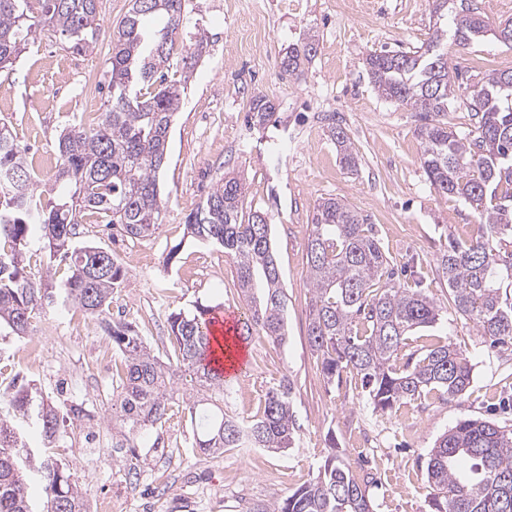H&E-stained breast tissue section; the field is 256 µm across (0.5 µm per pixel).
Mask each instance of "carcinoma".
<instances>
[{
    "label": "carcinoma",
    "mask_w": 512,
    "mask_h": 512,
    "mask_svg": "<svg viewBox=\"0 0 512 512\" xmlns=\"http://www.w3.org/2000/svg\"><path fill=\"white\" fill-rule=\"evenodd\" d=\"M98 0H0V72L13 63L33 35L61 37L69 49H94L101 24ZM128 13L110 33V99L96 122H75L57 139L59 165L54 197L44 198L28 147L0 127V324L25 336L33 320L65 298L94 315L109 310L125 270L109 252L75 244L84 215L100 219L123 235H152L162 224L165 202L159 174L167 162L169 129L181 102V87L195 56H181L172 34L183 24L185 0H131ZM437 15L427 42L412 50L374 52L364 67L377 93L420 113L421 162L441 197L470 204L478 229L466 239H448L440 268L448 278L454 311L471 321L493 346L512 343V70H493L469 86L466 105L475 129L457 134L435 120L456 99L445 41L462 49L482 38L489 24L476 14H456L448 26V0H433ZM316 35L291 47L280 62L292 80L316 53ZM183 62L180 78L169 77L173 60ZM275 105L256 97L250 122L263 125ZM332 137L348 168L356 166L350 138L342 128ZM245 189L235 176L220 183L188 217V236L224 249L236 266L248 306L242 329L260 330L272 343L288 340L287 293L272 247V219L245 211ZM40 226L47 266L59 262L68 276L60 289L51 275L38 279L26 269L30 226ZM307 280L312 291L307 336L320 372L333 383L346 369L360 376L373 410L387 414L404 400L438 392L454 400L473 380L468 357L450 342L428 346L400 365L409 336L434 326L441 308L420 289L393 282L373 225L338 198L314 207L306 243ZM212 307L174 312L169 318L175 359L161 361L135 326L108 322L112 348L124 358L120 391L112 398V420L125 429L112 447L139 460L133 436L163 425L175 405L192 425V447L213 459L226 448H267L285 452L299 437L293 411V383L283 378L268 390L263 410L249 421L224 411V375L211 365L204 329ZM10 402L27 412L37 406L43 450L25 448L14 426L0 418V512H33L28 473L38 476L41 512H87V500L67 464L52 454L58 438L57 408L36 401L26 383L13 385ZM431 512H512V427L465 419L444 432L426 462ZM248 512H373L366 489L336 455L286 497L255 504Z\"/></svg>",
    "instance_id": "carcinoma-1"
}]
</instances>
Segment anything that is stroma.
I'll use <instances>...</instances> for the list:
<instances>
[{"label": "stroma", "mask_w": 512, "mask_h": 512, "mask_svg": "<svg viewBox=\"0 0 512 512\" xmlns=\"http://www.w3.org/2000/svg\"><path fill=\"white\" fill-rule=\"evenodd\" d=\"M431 0H186L176 39L201 57L182 95L160 174L169 193L162 226L149 237L111 236L99 224H80L79 238L105 247L126 276L109 313L100 318L64 302L38 316L31 335L44 337L52 360H25L23 337L0 329V413L11 385L22 379L64 416L55 455L68 463L89 512H246L257 502L288 495L316 474L329 454L368 477L374 512H429L427 453L465 418L512 426V347H490L471 322L448 305L439 265L449 237L477 228L473 208L435 193L421 165L419 113L382 98L363 65L367 54L409 50L430 37ZM315 34L317 52L299 81L282 78L278 62L289 45ZM107 36L77 54L57 36L29 40L13 71L0 76V124L31 145L33 156L55 152L63 128L93 122L109 98ZM512 68V47L487 36L468 48H448V71L463 87L494 70ZM276 106L264 127L247 119L254 97ZM348 134L356 169L346 168L332 127ZM232 174L246 184L248 209L268 213L277 262L288 294V341L261 333L246 341L250 370L230 385L229 412L257 415L266 392L290 378L301 428L285 452L228 448L205 459L191 446L181 407L165 424L134 438L144 466L137 484L125 481L118 457L100 456L86 442L111 446L112 393L121 358L106 350V321L136 325L154 354L171 353L168 318L195 302L244 305L235 265L222 248L190 240L186 218L209 191ZM336 197L373 224L400 282H421L441 306L437 325L413 333L415 352L438 340L463 350L473 381L460 398L433 394L375 413L351 374L324 381L307 339L311 290L306 242L318 199Z\"/></svg>", "instance_id": "stroma-1"}]
</instances>
